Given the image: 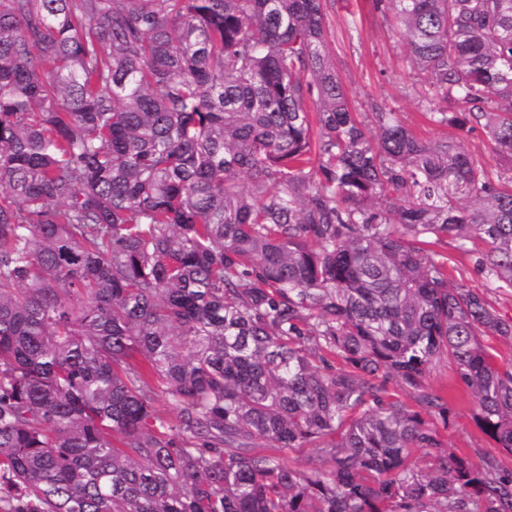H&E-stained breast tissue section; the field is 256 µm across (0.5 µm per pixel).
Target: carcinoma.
<instances>
[{
  "label": "carcinoma",
  "instance_id": "carcinoma-1",
  "mask_svg": "<svg viewBox=\"0 0 512 512\" xmlns=\"http://www.w3.org/2000/svg\"><path fill=\"white\" fill-rule=\"evenodd\" d=\"M329 2L0 0V512H512V0H368L507 177L352 111ZM448 257V272L455 281L465 280L473 287L482 288L484 280L477 276L473 269L474 257L470 252H463L455 248V243L448 241V245L439 249ZM428 382L448 396L453 410L448 429L441 430L448 448L458 454H468L472 460L478 461L474 448H491L493 442L476 425L473 397L457 379L454 367L447 360L431 370Z\"/></svg>",
  "mask_w": 512,
  "mask_h": 512
}]
</instances>
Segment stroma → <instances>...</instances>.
I'll use <instances>...</instances> for the list:
<instances>
[{"instance_id": "obj_1", "label": "stroma", "mask_w": 512, "mask_h": 512, "mask_svg": "<svg viewBox=\"0 0 512 512\" xmlns=\"http://www.w3.org/2000/svg\"><path fill=\"white\" fill-rule=\"evenodd\" d=\"M328 47L348 92L353 111L366 113L378 100L397 112L402 123L425 139L444 137L446 130L428 122L421 99L426 75L414 71L407 45L390 23L369 9L365 0H335L327 10ZM429 384L442 390L452 407L443 436L451 451L473 454L492 442L474 420L475 403L448 361L430 372Z\"/></svg>"}]
</instances>
